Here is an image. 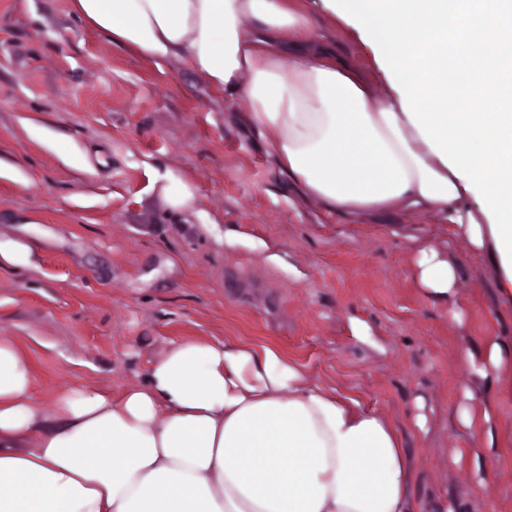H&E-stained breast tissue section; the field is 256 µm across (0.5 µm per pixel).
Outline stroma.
I'll return each mask as SVG.
<instances>
[{"mask_svg":"<svg viewBox=\"0 0 512 512\" xmlns=\"http://www.w3.org/2000/svg\"><path fill=\"white\" fill-rule=\"evenodd\" d=\"M317 16L387 92L356 30ZM249 109L191 69L112 45L70 0H0V239L35 247L33 267H0V337L28 359L37 402L52 410L84 386L120 398L178 342H273L395 427L417 512H512V445L479 483L486 436L455 414L466 349L512 336L492 260L429 212L344 218L300 197L238 122ZM168 170L195 187L186 212L157 179ZM228 227L267 251L226 246ZM421 242L458 267L447 304L416 282Z\"/></svg>","mask_w":512,"mask_h":512,"instance_id":"35a3bbf8","label":"stroma"}]
</instances>
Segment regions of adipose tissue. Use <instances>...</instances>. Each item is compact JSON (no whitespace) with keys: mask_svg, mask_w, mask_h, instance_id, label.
I'll use <instances>...</instances> for the list:
<instances>
[{"mask_svg":"<svg viewBox=\"0 0 512 512\" xmlns=\"http://www.w3.org/2000/svg\"><path fill=\"white\" fill-rule=\"evenodd\" d=\"M70 2L113 43L245 98L277 174L328 211L441 216L490 253L512 302V0H321L370 44L382 96L292 0ZM416 265L419 287L447 302L456 265L426 245ZM465 359L478 389L512 396V336ZM35 384L0 337V512H414L393 425L273 345L173 344L116 402L85 388L48 412ZM493 412L470 391L456 409L497 448L512 433Z\"/></svg>","mask_w":512,"mask_h":512,"instance_id":"obj_1","label":"adipose tissue"}]
</instances>
